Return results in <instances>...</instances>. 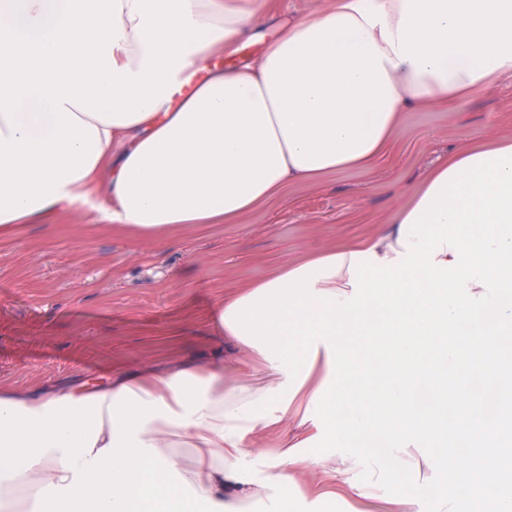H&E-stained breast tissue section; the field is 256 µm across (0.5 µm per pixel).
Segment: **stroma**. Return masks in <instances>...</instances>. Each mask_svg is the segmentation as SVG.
Segmentation results:
<instances>
[{"mask_svg":"<svg viewBox=\"0 0 512 512\" xmlns=\"http://www.w3.org/2000/svg\"><path fill=\"white\" fill-rule=\"evenodd\" d=\"M330 0H270L264 37ZM263 37V39H264ZM263 39L214 65L256 58ZM512 135V77L455 111L405 113L389 153L372 173L344 172L292 185L235 224L135 241L103 219L108 201L59 208L0 238V388L85 385L127 372L232 363L219 322L224 294L272 275L288 261L378 231L429 165L491 133ZM385 483L372 459L350 478L301 482L288 496L302 512H388L353 483Z\"/></svg>","mask_w":512,"mask_h":512,"instance_id":"1","label":"stroma"}]
</instances>
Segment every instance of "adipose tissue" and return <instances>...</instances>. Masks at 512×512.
<instances>
[{
    "mask_svg": "<svg viewBox=\"0 0 512 512\" xmlns=\"http://www.w3.org/2000/svg\"><path fill=\"white\" fill-rule=\"evenodd\" d=\"M264 5L0 0V235L85 201L107 166L103 218L134 238L235 224L287 186L371 172L405 113L512 75V0H331L252 62L210 67ZM506 292L510 135L441 160L381 230L225 296L248 381L180 366L0 390V505L26 487L23 512H295L297 476L346 474L380 432L395 512H447L452 489L470 512H512V413L487 419L468 386L489 371L512 403ZM461 434L478 446L460 453ZM313 441L326 454L305 455Z\"/></svg>",
    "mask_w": 512,
    "mask_h": 512,
    "instance_id": "obj_1",
    "label": "adipose tissue"
}]
</instances>
